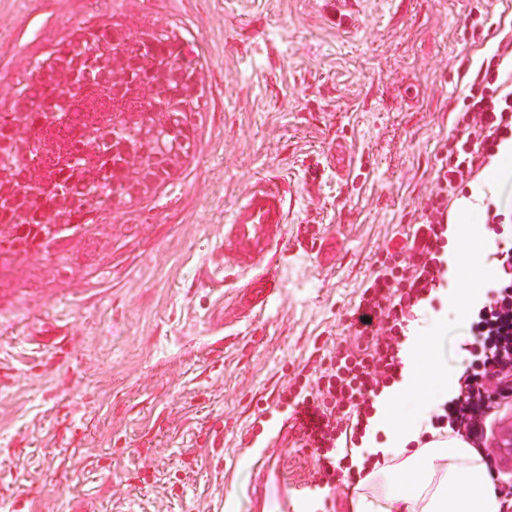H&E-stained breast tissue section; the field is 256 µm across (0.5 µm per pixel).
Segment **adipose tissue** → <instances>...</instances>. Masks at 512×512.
Here are the masks:
<instances>
[{
	"instance_id": "1",
	"label": "adipose tissue",
	"mask_w": 512,
	"mask_h": 512,
	"mask_svg": "<svg viewBox=\"0 0 512 512\" xmlns=\"http://www.w3.org/2000/svg\"><path fill=\"white\" fill-rule=\"evenodd\" d=\"M512 184V142L472 185L466 198L457 200L451 221L463 225L461 250L473 261L461 287L448 295L447 311L465 318L481 294V285L495 275L484 261L490 236L484 224V200L500 202L504 186ZM448 329L439 323L411 341L405 356L404 379L393 388L375 416L387 437L381 456L401 458L400 468L374 472L383 489L380 498L352 499L351 512H500L486 459L462 440L432 435L429 411L436 398L447 396L459 378L449 371L439 353V338Z\"/></svg>"
}]
</instances>
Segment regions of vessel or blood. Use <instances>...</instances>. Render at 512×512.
Here are the masks:
<instances>
[{"instance_id": "vessel-or-blood-1", "label": "vessel or blood", "mask_w": 512, "mask_h": 512, "mask_svg": "<svg viewBox=\"0 0 512 512\" xmlns=\"http://www.w3.org/2000/svg\"><path fill=\"white\" fill-rule=\"evenodd\" d=\"M287 205L279 176H263L249 187L231 221L224 246L233 253L234 264L251 273L239 290V303L245 311L263 309L278 292L280 270L264 265L263 260L277 245L272 229L286 223Z\"/></svg>"}]
</instances>
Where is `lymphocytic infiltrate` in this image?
Returning <instances> with one entry per match:
<instances>
[{"label": "lymphocytic infiltrate", "mask_w": 512, "mask_h": 512, "mask_svg": "<svg viewBox=\"0 0 512 512\" xmlns=\"http://www.w3.org/2000/svg\"><path fill=\"white\" fill-rule=\"evenodd\" d=\"M509 60L512 36H505L467 68V89L452 110L453 132L442 145L422 220L402 243L385 247L361 288L352 340L337 342L309 373L296 374L277 393V413L286 416L303 407L318 417L309 438L321 489L350 478L340 446L362 443L371 430L378 397L402 375L404 344L415 322L441 300L448 284L451 205L512 140ZM493 244L500 276L487 287L475 318L443 340L444 359L460 370L464 384L431 417L432 427L480 446L489 439L496 408L512 396V241L497 238Z\"/></svg>", "instance_id": "1"}]
</instances>
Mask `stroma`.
<instances>
[{"mask_svg":"<svg viewBox=\"0 0 512 512\" xmlns=\"http://www.w3.org/2000/svg\"><path fill=\"white\" fill-rule=\"evenodd\" d=\"M0 0V111L79 29L176 34L196 69L191 152L100 210L93 246L15 257L0 277V502L25 512H281L311 485L298 434L257 453L253 422L314 350L344 338L386 245L434 187L460 61L512 30V0ZM349 177L327 165L336 141ZM293 205L280 291L237 322L224 237L249 184ZM338 242L330 267L316 242Z\"/></svg>","mask_w":512,"mask_h":512,"instance_id":"obj_1","label":"stroma"}]
</instances>
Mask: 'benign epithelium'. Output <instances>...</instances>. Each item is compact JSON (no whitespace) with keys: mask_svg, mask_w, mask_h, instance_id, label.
<instances>
[{"mask_svg":"<svg viewBox=\"0 0 512 512\" xmlns=\"http://www.w3.org/2000/svg\"><path fill=\"white\" fill-rule=\"evenodd\" d=\"M154 42L153 35L141 38H128L118 30L111 31L108 40L98 42L87 62L72 54L53 64V76L60 83L61 105L67 106L69 101L65 90L79 92L82 96L94 94L101 86L112 89L113 97L122 95L139 96L150 102L148 115L162 118V124L146 123L141 131H134L135 124L140 121L136 112L113 113L112 125L100 127L93 134V141L85 147L81 158L91 160L98 152L102 143L112 146L114 164L112 168L122 176V182L127 188L130 199H135L154 184L152 177L147 175L146 158L151 162H161V165L171 169L189 151L187 141L179 137L166 146H161L162 153H153L155 147L154 135L160 126H171L173 120H183V115L189 114L186 107L197 100V79L195 70L186 66H174V71L164 67L154 73V78L136 77L134 73L140 65L141 54L145 48ZM39 144L45 158L55 162L62 158L74 162L75 157L65 155L62 143L49 136L43 130L23 132L7 144L0 142V147H9L10 155L22 159L28 154L33 144ZM49 191L45 178L29 174L26 171L17 172L15 168L0 167V196L11 197L17 201L23 197L41 196ZM79 205L78 197L66 194L56 197L51 211L49 225L57 235L51 247L58 250L66 247L75 239L89 242L97 234L99 225L82 224L75 227L66 223L68 212Z\"/></svg>","mask_w":512,"mask_h":512,"instance_id":"benign-epithelium-1","label":"benign epithelium"}]
</instances>
